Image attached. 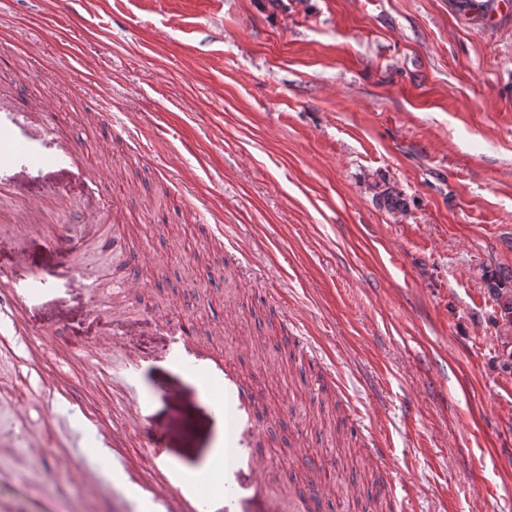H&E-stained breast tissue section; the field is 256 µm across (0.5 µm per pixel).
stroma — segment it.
Wrapping results in <instances>:
<instances>
[{
    "mask_svg": "<svg viewBox=\"0 0 512 512\" xmlns=\"http://www.w3.org/2000/svg\"><path fill=\"white\" fill-rule=\"evenodd\" d=\"M0 53V90L48 100L141 254L131 267L89 238L69 253L42 235L0 241V274L21 249L30 271L97 275L58 280L29 313L93 372L90 411L108 422L142 405L172 465L205 468L224 418L154 327L184 319L280 418L259 456L326 453L321 512L373 496L393 512H512V325L482 280L512 273L505 0H0ZM382 181L404 210L376 199ZM57 367L0 333V494L31 512H115L109 451L76 447L80 414L50 399ZM337 410L374 438L358 460L320 422ZM87 467L95 485L74 477Z\"/></svg>",
    "mask_w": 512,
    "mask_h": 512,
    "instance_id": "stroma-1",
    "label": "stroma"
}]
</instances>
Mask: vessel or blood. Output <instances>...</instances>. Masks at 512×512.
<instances>
[{"mask_svg":"<svg viewBox=\"0 0 512 512\" xmlns=\"http://www.w3.org/2000/svg\"><path fill=\"white\" fill-rule=\"evenodd\" d=\"M34 171L47 179V192L27 190L25 179ZM73 190L82 194L87 205L83 233L49 234L53 249L75 250L85 235L95 238L103 250L121 249L119 234L107 231L112 208L103 202L102 182L87 169L83 148L62 136L45 103L31 101L18 106L1 98L0 200L11 199L12 206L5 212L0 210V238L7 234H48L51 213L63 209ZM54 275L49 269L30 276L1 277L0 321L21 325L28 301L45 296L46 285ZM172 358L179 366L199 371L203 382L222 388L224 398L215 407L224 415V453L229 459H238L240 449L260 443L267 433L265 414L258 410L237 371L188 344L174 345ZM133 435L141 437L149 450V468H142L124 451L127 439ZM164 446V433L147 428L139 411L128 412L123 421L112 425V486L137 504V512H239L233 498L202 494L199 475L175 473L162 457ZM264 468V463L258 462L249 470L247 512H313L321 502V491L315 486L303 495L277 493L264 478Z\"/></svg>","mask_w":512,"mask_h":512,"instance_id":"b4317fda","label":"vessel or blood"}]
</instances>
